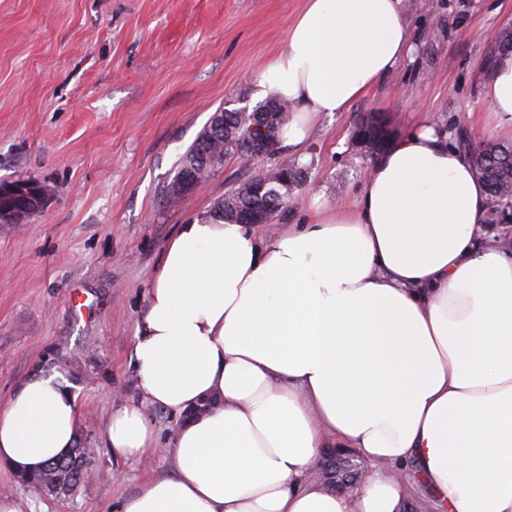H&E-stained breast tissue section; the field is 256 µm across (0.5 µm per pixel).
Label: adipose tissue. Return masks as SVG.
Returning <instances> with one entry per match:
<instances>
[{
    "mask_svg": "<svg viewBox=\"0 0 512 512\" xmlns=\"http://www.w3.org/2000/svg\"><path fill=\"white\" fill-rule=\"evenodd\" d=\"M403 0H306L259 73L300 147L408 54ZM483 98L512 135V54ZM469 154L430 121L393 139L351 207L267 234L211 210L165 243L131 359L139 400L109 415L114 458L178 418L174 467L119 512H403L401 471L440 512H512V248L485 226ZM66 372L0 405V466L35 472L79 436ZM371 463L342 491L310 478L329 443Z\"/></svg>",
    "mask_w": 512,
    "mask_h": 512,
    "instance_id": "1",
    "label": "adipose tissue"
}]
</instances>
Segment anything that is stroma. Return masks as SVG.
<instances>
[{"instance_id": "1", "label": "stroma", "mask_w": 512, "mask_h": 512, "mask_svg": "<svg viewBox=\"0 0 512 512\" xmlns=\"http://www.w3.org/2000/svg\"><path fill=\"white\" fill-rule=\"evenodd\" d=\"M305 0H0V182L50 184L26 224H0V404L29 374L65 369L76 384L89 474L47 495L0 467V496L21 512H116L171 468L178 419L147 408L156 442L113 458L99 437L135 396L132 345L147 286L178 225L251 175L241 158L187 196L161 190L218 107H255L256 77L280 54ZM411 55L348 111L325 113L289 152L302 172L279 224L317 206L354 205L373 157L354 127L384 117L390 137L429 119L451 139L501 141L481 93L485 44L512 25V0H403Z\"/></svg>"}]
</instances>
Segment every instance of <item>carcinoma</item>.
Listing matches in <instances>:
<instances>
[{
    "mask_svg": "<svg viewBox=\"0 0 512 512\" xmlns=\"http://www.w3.org/2000/svg\"><path fill=\"white\" fill-rule=\"evenodd\" d=\"M512 52V28L506 26L492 38L485 52V65L482 76L491 75L495 62L504 53ZM274 105L280 113V121L271 129L273 137H278L281 127L288 122L289 113L292 112L290 104L275 99L271 102L263 101L259 106ZM224 115V128L215 127V122L209 125L197 136L180 157L173 177L163 185V193L167 199H172L176 181L187 168H196L200 180H205L224 162V157L234 154L244 148V142L253 123L252 113L241 112L237 109L218 108ZM512 144L509 142H488L470 150V156L475 168L476 176L486 185L488 202L498 208H508L512 203V156L509 151ZM252 185L243 181L228 190L214 209L225 216L239 217L240 211L259 201L267 212V218L272 220L278 212L288 203V197L282 193V185L270 183L260 195L251 192ZM88 459L85 449L73 448L67 456L46 465L35 473H22L17 476L20 483L42 492L50 491V486L57 485L62 492H73L84 478Z\"/></svg>",
    "mask_w": 512,
    "mask_h": 512,
    "instance_id": "1",
    "label": "carcinoma"
}]
</instances>
